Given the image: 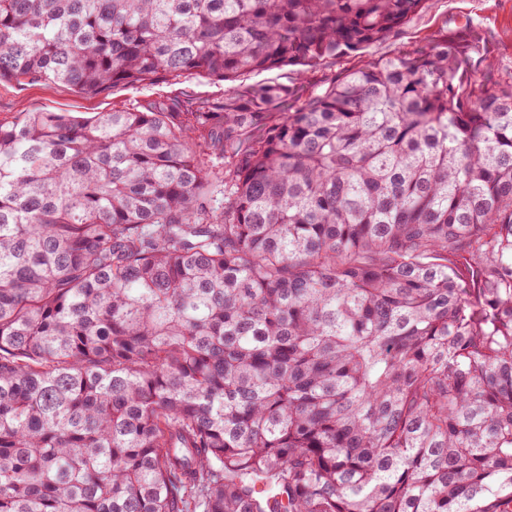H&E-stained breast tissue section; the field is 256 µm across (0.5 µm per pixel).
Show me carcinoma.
Instances as JSON below:
<instances>
[{"mask_svg": "<svg viewBox=\"0 0 512 512\" xmlns=\"http://www.w3.org/2000/svg\"><path fill=\"white\" fill-rule=\"evenodd\" d=\"M426 0H0V81L299 83L0 124V512H512V72Z\"/></svg>", "mask_w": 512, "mask_h": 512, "instance_id": "cac0c4a2", "label": "carcinoma"}]
</instances>
